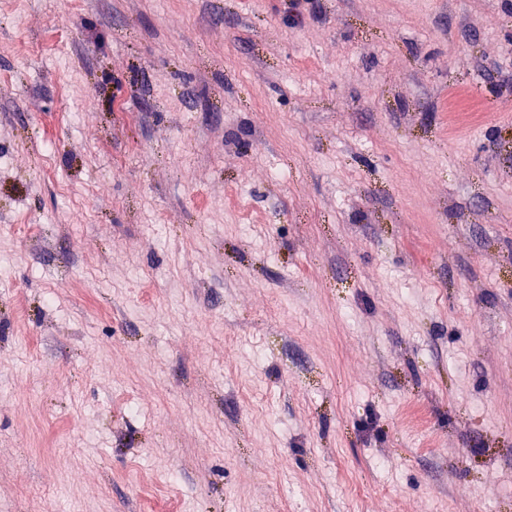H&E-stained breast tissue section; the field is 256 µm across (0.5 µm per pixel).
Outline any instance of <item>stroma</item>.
Here are the masks:
<instances>
[{"label":"stroma","mask_w":512,"mask_h":512,"mask_svg":"<svg viewBox=\"0 0 512 512\" xmlns=\"http://www.w3.org/2000/svg\"><path fill=\"white\" fill-rule=\"evenodd\" d=\"M0 512H512V0H0Z\"/></svg>","instance_id":"1"}]
</instances>
